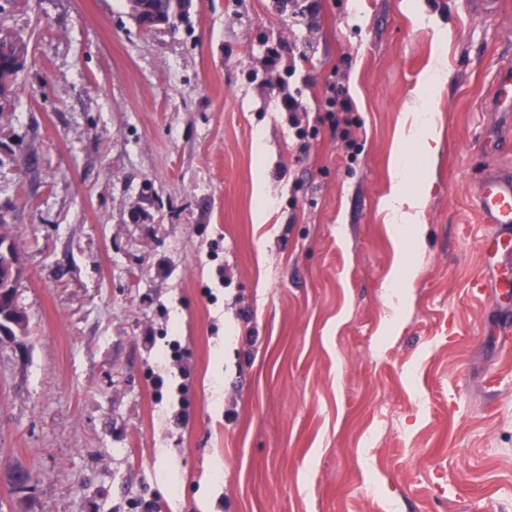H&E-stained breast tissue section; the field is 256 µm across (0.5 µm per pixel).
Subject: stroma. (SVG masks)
<instances>
[{"mask_svg":"<svg viewBox=\"0 0 512 512\" xmlns=\"http://www.w3.org/2000/svg\"><path fill=\"white\" fill-rule=\"evenodd\" d=\"M188 3L146 32L127 0H0L31 54L0 97L29 318L0 340V473L35 475L28 512H512V253L475 195L512 166L484 109L512 0ZM420 102L441 134L412 148L426 229L401 243ZM393 187L386 201L389 221L396 232L408 229L413 240L421 238L425 228L422 217L425 210L424 194H408L404 190L405 173L403 164L396 162L392 175ZM416 270L412 265L398 267L388 279V288L391 289V297L397 299L396 306L406 302L411 288H413Z\"/></svg>","mask_w":512,"mask_h":512,"instance_id":"1","label":"stroma"}]
</instances>
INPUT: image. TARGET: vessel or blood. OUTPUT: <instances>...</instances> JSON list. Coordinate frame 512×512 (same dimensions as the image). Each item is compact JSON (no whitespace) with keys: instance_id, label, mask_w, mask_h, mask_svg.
<instances>
[{"instance_id":"b4317fda","label":"vessel or blood","mask_w":512,"mask_h":512,"mask_svg":"<svg viewBox=\"0 0 512 512\" xmlns=\"http://www.w3.org/2000/svg\"><path fill=\"white\" fill-rule=\"evenodd\" d=\"M488 108L493 112H512V67L504 66L497 70L495 90ZM477 205L483 223L499 225L497 245L504 248L512 246L511 167L500 169L480 182Z\"/></svg>"}]
</instances>
